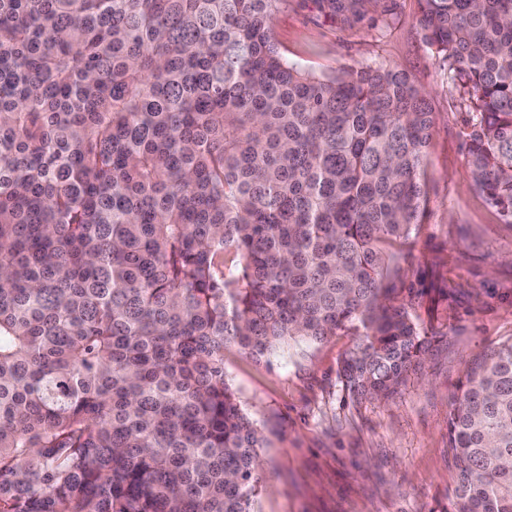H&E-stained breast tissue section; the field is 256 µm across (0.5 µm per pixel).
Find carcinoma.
I'll return each instance as SVG.
<instances>
[{"mask_svg":"<svg viewBox=\"0 0 512 512\" xmlns=\"http://www.w3.org/2000/svg\"><path fill=\"white\" fill-rule=\"evenodd\" d=\"M280 0H0V512H256L224 372L354 337V403L435 335L396 302L432 112L393 67L288 64ZM512 220V0H422ZM452 512H512V341L448 412Z\"/></svg>","mask_w":512,"mask_h":512,"instance_id":"obj_1","label":"carcinoma"}]
</instances>
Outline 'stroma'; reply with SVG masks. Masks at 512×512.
<instances>
[{
    "label": "stroma",
    "instance_id": "stroma-1",
    "mask_svg": "<svg viewBox=\"0 0 512 512\" xmlns=\"http://www.w3.org/2000/svg\"><path fill=\"white\" fill-rule=\"evenodd\" d=\"M420 0H281L289 63L319 74L381 64L423 88L434 116L424 216L403 263V298L437 335L399 391L351 403L338 376L353 339L298 341L257 358L229 347L224 371L266 438L257 512H451L448 412L473 355L512 339V223L466 164V113L425 42Z\"/></svg>",
    "mask_w": 512,
    "mask_h": 512
}]
</instances>
